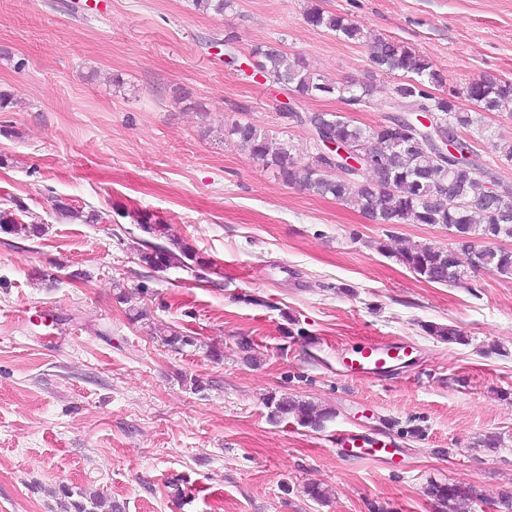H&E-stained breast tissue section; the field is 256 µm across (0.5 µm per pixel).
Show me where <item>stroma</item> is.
I'll return each instance as SVG.
<instances>
[{
    "label": "stroma",
    "instance_id": "obj_1",
    "mask_svg": "<svg viewBox=\"0 0 512 512\" xmlns=\"http://www.w3.org/2000/svg\"><path fill=\"white\" fill-rule=\"evenodd\" d=\"M321 5L429 56L448 89L512 80V0ZM306 6L234 0L217 15L192 0H0V204L20 199L42 228L0 232V512H64L63 485L124 512H441L428 490L448 481L481 493L466 512L512 496V280L480 270L464 287L424 282L380 247L394 236L447 247L446 229L372 223L224 138L247 121L305 160L312 141L285 103L345 109L258 76L261 44L334 81L373 79V107L353 118L382 122L393 77L374 74L367 46L308 26ZM485 122L478 153L512 184L495 149L512 141V114ZM60 200L97 221L61 218ZM144 212L169 226L170 250L211 260L205 280L141 265ZM133 304L144 319L130 321ZM429 322L457 325L467 344L428 336ZM166 327L199 346L161 344ZM392 338L415 346L394 375L338 373L342 351ZM272 396L336 415L318 430L276 423ZM345 426L395 444L403 466L342 461L330 436ZM491 434L501 447L479 446ZM309 483L325 498H309Z\"/></svg>",
    "mask_w": 512,
    "mask_h": 512
}]
</instances>
